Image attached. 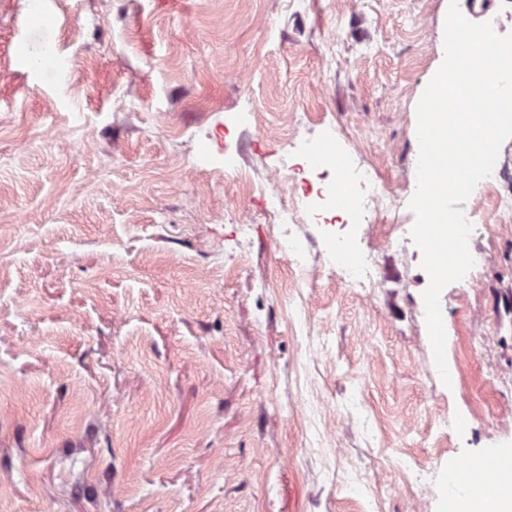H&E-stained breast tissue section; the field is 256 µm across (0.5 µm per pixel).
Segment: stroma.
Masks as SVG:
<instances>
[{"label":"stroma","mask_w":512,"mask_h":512,"mask_svg":"<svg viewBox=\"0 0 512 512\" xmlns=\"http://www.w3.org/2000/svg\"><path fill=\"white\" fill-rule=\"evenodd\" d=\"M447 2L0 0V512H410L420 476L448 512L449 470L512 449V216L441 294L446 386L419 255L367 238L372 296L323 226L302 273L225 194L307 139L411 199ZM49 31L75 78L29 68ZM494 175L488 210L512 139Z\"/></svg>","instance_id":"35a3bbf8"}]
</instances>
